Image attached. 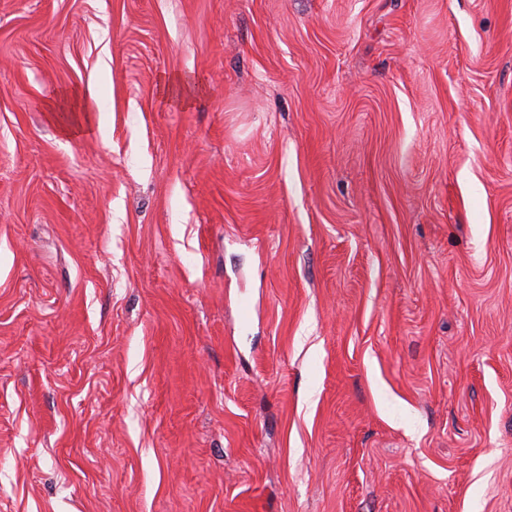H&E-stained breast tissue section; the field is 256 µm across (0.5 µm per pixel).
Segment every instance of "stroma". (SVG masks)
Returning <instances> with one entry per match:
<instances>
[{
    "label": "stroma",
    "mask_w": 512,
    "mask_h": 512,
    "mask_svg": "<svg viewBox=\"0 0 512 512\" xmlns=\"http://www.w3.org/2000/svg\"><path fill=\"white\" fill-rule=\"evenodd\" d=\"M0 512H512V0H0ZM72 97L77 102L78 112L81 113L73 117L75 122L67 127L68 131L90 127L96 117L94 112H96L98 96L95 82L93 80L89 81L82 91L72 94Z\"/></svg>",
    "instance_id": "1"
}]
</instances>
